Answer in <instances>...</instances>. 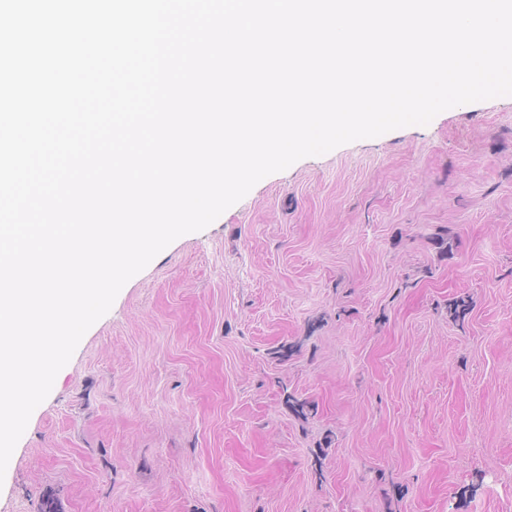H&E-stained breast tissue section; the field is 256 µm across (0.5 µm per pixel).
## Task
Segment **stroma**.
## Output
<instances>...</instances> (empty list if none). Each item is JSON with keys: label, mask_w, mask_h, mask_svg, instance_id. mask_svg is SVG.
I'll use <instances>...</instances> for the list:
<instances>
[{"label": "stroma", "mask_w": 512, "mask_h": 512, "mask_svg": "<svg viewBox=\"0 0 512 512\" xmlns=\"http://www.w3.org/2000/svg\"><path fill=\"white\" fill-rule=\"evenodd\" d=\"M47 493L512 512V96L301 159L160 252L32 413L0 512Z\"/></svg>", "instance_id": "35a3bbf8"}]
</instances>
